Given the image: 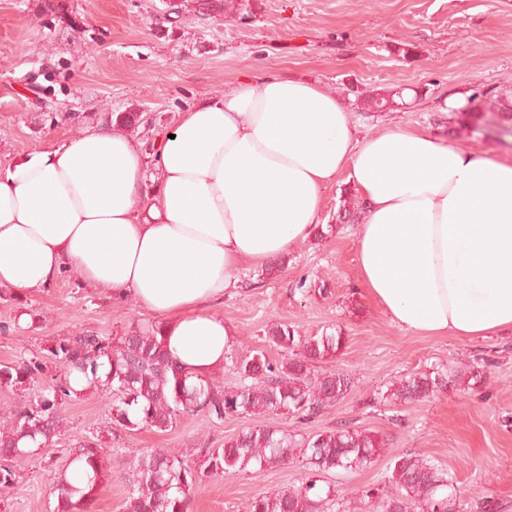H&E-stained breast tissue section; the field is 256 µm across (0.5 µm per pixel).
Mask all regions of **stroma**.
Wrapping results in <instances>:
<instances>
[{
    "label": "stroma",
    "mask_w": 512,
    "mask_h": 512,
    "mask_svg": "<svg viewBox=\"0 0 512 512\" xmlns=\"http://www.w3.org/2000/svg\"><path fill=\"white\" fill-rule=\"evenodd\" d=\"M257 75L298 77L333 90L359 135L388 126L447 132L451 143L512 156V0H231L224 12L200 0H0V166L81 129L106 114L146 116L134 137L153 155L179 111L220 97ZM397 97L378 112L365 96ZM459 99L446 109L447 99ZM362 211L342 182L323 193L324 236L309 238L275 263L273 273L247 269L217 307L236 332L237 352L264 350L269 328L288 324L300 335L342 331L344 348L319 372L348 375L347 395L320 416L181 415L173 428L111 434L109 398L96 392L66 402L68 434L42 460L16 463L0 490V512H53V483L74 440L102 436L109 478L92 512H123V479L132 448L223 447L245 429L278 426L299 437L349 422L384 443L371 466L324 474L336 490L333 512H376L362 490H393L390 461L407 451L441 468L458 488L459 512H512V335L462 341L425 336L391 323L358 283L356 222ZM327 292H320V285ZM35 319L0 333V363L42 354L53 340L79 331L103 337L151 323L130 299L84 287L74 274L25 305ZM481 371L477 389L455 374ZM439 372L443 390L421 402L382 400L402 378ZM296 464L261 473L230 472L206 480L189 512H246L256 494L301 486Z\"/></svg>",
    "instance_id": "obj_1"
}]
</instances>
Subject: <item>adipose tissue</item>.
<instances>
[{"mask_svg":"<svg viewBox=\"0 0 512 512\" xmlns=\"http://www.w3.org/2000/svg\"><path fill=\"white\" fill-rule=\"evenodd\" d=\"M156 148L88 127L0 168V288L75 273L159 318L177 366L209 377L235 342L225 291L311 237L342 174L365 207L361 284L393 324L512 333V160L427 131L358 137L336 93L277 76L180 112Z\"/></svg>","mask_w":512,"mask_h":512,"instance_id":"adipose-tissue-1","label":"adipose tissue"}]
</instances>
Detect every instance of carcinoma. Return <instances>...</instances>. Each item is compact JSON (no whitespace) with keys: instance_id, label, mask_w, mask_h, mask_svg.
Segmentation results:
<instances>
[{"instance_id":"1","label":"carcinoma","mask_w":512,"mask_h":512,"mask_svg":"<svg viewBox=\"0 0 512 512\" xmlns=\"http://www.w3.org/2000/svg\"><path fill=\"white\" fill-rule=\"evenodd\" d=\"M267 339L286 357L279 362L258 349L236 356L233 364L240 383L227 390L211 379L189 382L165 351L159 323L132 327L110 341L78 333L56 340L42 359L32 356L0 364V385L18 388L46 375L49 362L59 368L36 403L21 406L10 423L0 425V487L14 484L15 460L36 456L59 439L65 427L62 406L80 395L72 385L74 376L112 397V425L127 432L145 427L165 431L182 414L194 412L218 421L260 413L310 419L349 391L348 376L313 370L314 364L345 346L342 332L302 337L290 326L280 325ZM104 367L108 371L103 381L99 372ZM444 385L438 372L413 375L388 389L382 399L411 403ZM381 448L383 442L368 430L346 425L299 440L275 426L250 428L222 448L205 446L183 453L133 448L124 512H188L199 484L230 471L259 472L299 463L312 473L349 472L370 465ZM106 476L101 439L77 441L55 480L54 512H91ZM392 481L395 492L378 501L380 512H456V495L445 473L417 453L394 458ZM334 497L332 488L308 480L296 489L254 496L247 512H329Z\"/></svg>"}]
</instances>
